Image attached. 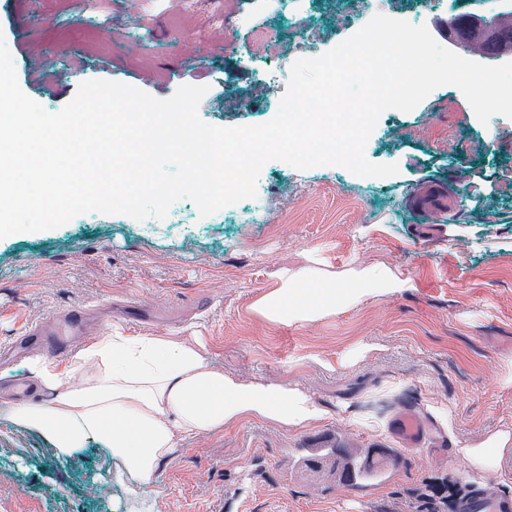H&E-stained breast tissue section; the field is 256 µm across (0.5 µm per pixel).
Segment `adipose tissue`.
<instances>
[{
    "instance_id": "adipose-tissue-1",
    "label": "adipose tissue",
    "mask_w": 512,
    "mask_h": 512,
    "mask_svg": "<svg viewBox=\"0 0 512 512\" xmlns=\"http://www.w3.org/2000/svg\"><path fill=\"white\" fill-rule=\"evenodd\" d=\"M401 285L383 264L339 278L313 267L288 270L254 309L275 323H312ZM31 371L43 400L0 401V416L43 434L59 455L98 441L108 461L118 462L143 486L185 437L220 432L244 420L305 429L326 415L295 385L244 382L224 374L200 344L183 336H98L76 353L71 367L35 364ZM455 451L466 462L470 483L483 484L490 475L503 484L512 479L503 468L512 456L511 424L456 444Z\"/></svg>"
}]
</instances>
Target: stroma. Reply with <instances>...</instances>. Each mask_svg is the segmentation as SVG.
<instances>
[{"label":"stroma","instance_id":"35a3bbf8","mask_svg":"<svg viewBox=\"0 0 512 512\" xmlns=\"http://www.w3.org/2000/svg\"><path fill=\"white\" fill-rule=\"evenodd\" d=\"M345 0H300L323 34L350 36ZM288 0H0V38L22 91L60 112L89 80L158 99L204 85L198 114L216 127L276 115L247 58L251 30L300 59ZM365 155L396 175L267 162L255 213L219 221L189 198L178 223L90 212L0 239V396L39 399L34 353L12 347L35 325L85 312L89 336L199 338L225 373L291 382L321 403L317 426L243 421L181 440L150 485L107 469L98 443L60 457L0 417V512H418L428 483L463 482L449 448L401 451L389 477L326 486L294 449L335 437L394 448L391 421L412 406L440 433L474 441L512 422V119L481 123L452 85L413 111L381 114ZM342 273L386 264L402 288L312 324L273 323L254 303L285 270Z\"/></svg>","mask_w":512,"mask_h":512}]
</instances>
